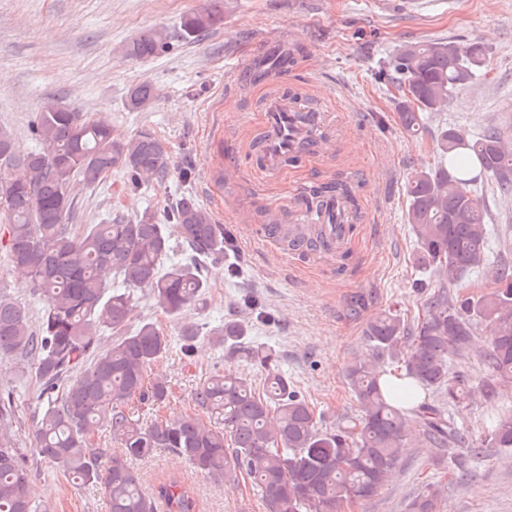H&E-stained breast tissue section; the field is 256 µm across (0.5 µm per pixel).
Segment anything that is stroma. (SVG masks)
Listing matches in <instances>:
<instances>
[{"instance_id": "stroma-1", "label": "stroma", "mask_w": 512, "mask_h": 512, "mask_svg": "<svg viewBox=\"0 0 512 512\" xmlns=\"http://www.w3.org/2000/svg\"><path fill=\"white\" fill-rule=\"evenodd\" d=\"M209 7L224 10L223 21L198 40H184L183 17ZM152 27L169 32V49L147 59L124 56L123 46ZM439 37L480 40L489 53L480 78L455 92L447 108L431 116L430 128L448 125L473 137L494 125L512 143V0H397L393 6L388 0H0V125L13 130L21 151L36 148L31 125L44 99L55 97L87 119L106 122L117 138L151 131L169 153L167 179L140 191L125 190L118 172L77 185L75 224H101L118 211L159 216L166 203L188 194L233 241L223 261H206L204 299L186 313L202 333L193 356L180 352L179 322L139 297L137 314L171 343L147 368L148 378L167 381L170 395L158 408L131 402L127 413L143 422L195 413V390L227 370L261 383L264 369L227 352L212 335L235 319L247 326L249 344L277 351L280 371L313 408L320 428L334 430L343 417L357 415L345 367L367 349L368 320L395 309L413 322L424 312L429 276L413 263L406 184L438 162L433 137L404 132L395 91L378 84L375 74L399 43ZM137 83L156 91L141 111L126 102ZM271 92L320 114L330 133L319 153L307 154L277 180L257 174L254 146ZM187 166L194 174L185 182L180 172ZM336 180L351 183L359 204L347 258L273 249L251 237V229L268 227L271 209H279L281 223H293L311 191ZM477 194L493 217L491 260L511 261L512 198L503 199L491 180ZM0 294L38 318L40 300L11 269L1 245ZM355 294L367 303L357 315L348 307ZM488 338L486 329H477L469 350L450 360V374L466 382L467 399L448 406L434 390L421 393L422 402L444 406L474 441L483 435L487 413L512 406V387L487 395L478 355ZM0 390L12 392L19 405L13 431L27 453L36 498L51 512H108L103 490L72 484L58 467L31 455L39 408L34 383L16 357L0 359ZM467 453L453 447L438 454L410 428L381 492L338 512H408L409 500L429 483L441 489L436 512H512V449H490L458 470L456 459ZM136 467L148 490L163 476H181L194 487L201 512H265L247 477L234 484L205 480L169 451Z\"/></svg>"}]
</instances>
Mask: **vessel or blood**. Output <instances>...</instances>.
I'll list each match as a JSON object with an SVG mask.
<instances>
[{"mask_svg":"<svg viewBox=\"0 0 512 512\" xmlns=\"http://www.w3.org/2000/svg\"><path fill=\"white\" fill-rule=\"evenodd\" d=\"M296 107L288 96L279 94L266 104L261 121L265 129V139L260 151V168L271 179L278 178L288 165L289 158L295 156L306 141L323 142L328 131L319 117H312L307 125L295 124ZM342 205L335 200L327 201L321 211H303L295 224L282 228V236L299 238L303 225L317 224L321 227L324 240L329 245L345 248L348 229L346 225L332 223V216L342 212Z\"/></svg>","mask_w":512,"mask_h":512,"instance_id":"vessel-or-blood-1","label":"vessel or blood"}]
</instances>
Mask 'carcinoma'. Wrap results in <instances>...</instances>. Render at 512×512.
<instances>
[{"mask_svg": "<svg viewBox=\"0 0 512 512\" xmlns=\"http://www.w3.org/2000/svg\"><path fill=\"white\" fill-rule=\"evenodd\" d=\"M217 23L213 12H196L183 20L182 35L199 38ZM168 47L169 33L155 27L127 43L124 53L143 59ZM487 52L480 41L398 44L378 80L400 93L403 129L413 136L426 131L424 115L441 111L454 92L469 85ZM154 96L152 86L133 85L128 108L143 110ZM34 133L39 149L22 153L13 133L0 127V219L10 265L28 275L43 307L34 330L24 306L0 298V357L31 360L40 382L34 453L80 486H102L110 512H157L160 502L166 512H198L193 487L178 477L151 492L143 489L133 461L162 449L178 453L203 478L246 475L265 512H336L344 503L372 499L398 466L410 423L424 427L432 448L469 443L439 408L417 399L422 386L452 404L465 399L464 382L449 376L448 358L468 349L478 323L489 329L479 363L491 372L490 394L512 386V265L486 268L489 211L460 190L463 183L491 177L500 194L512 195V150L497 128L467 138L440 127V164L409 179L405 217L416 242L413 262L432 274L434 291L414 329L396 311L369 319V355L345 368L359 417L335 431L318 428L312 407L279 371L277 351L244 345L247 329L235 320L224 322L216 335L266 377L258 391L243 373H218L195 391V406L223 421L224 429L195 414L147 423L126 414L129 402L160 405L169 391L163 380H146V367L169 349V341L152 321L132 324L134 291H147L152 306L165 314H183L204 294V268L192 260L164 266L172 237L212 261L224 258L229 243L210 212L187 195L170 202L159 222L145 212L70 231L74 181L94 185L114 170L125 172L135 187L159 181L169 173L168 151L147 130L118 140L107 124L82 117L54 97L41 104ZM314 194L334 195L345 210L358 213L353 187L345 181ZM479 268L487 269L493 291L458 294L455 288ZM180 336L189 357L197 325L184 324ZM16 409L12 393H1L0 512H48L34 496L25 454L16 446ZM101 431L123 447L105 462L92 442ZM487 448H512V409L492 417L471 453L479 456ZM438 494L436 485H425L411 512H435Z\"/></svg>", "mask_w": 512, "mask_h": 512, "instance_id": "1", "label": "carcinoma"}]
</instances>
